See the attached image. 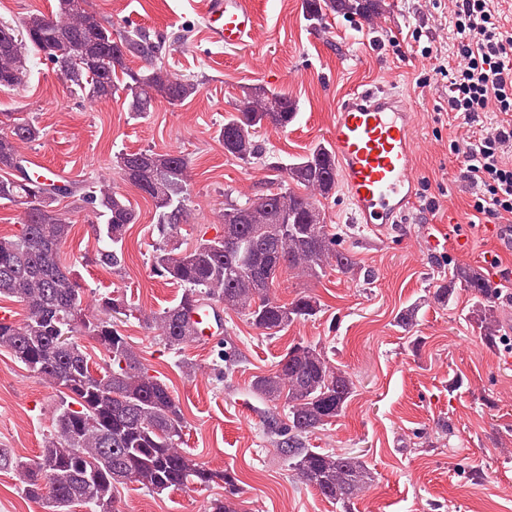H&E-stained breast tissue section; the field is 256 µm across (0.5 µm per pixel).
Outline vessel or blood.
Segmentation results:
<instances>
[{
	"label": "vessel or blood",
	"mask_w": 512,
	"mask_h": 512,
	"mask_svg": "<svg viewBox=\"0 0 512 512\" xmlns=\"http://www.w3.org/2000/svg\"><path fill=\"white\" fill-rule=\"evenodd\" d=\"M254 28L255 15L245 0H208L211 41L239 45ZM329 142L355 223L369 231L400 223L415 205L418 187L413 118L400 94L373 87L345 94Z\"/></svg>",
	"instance_id": "obj_1"
}]
</instances>
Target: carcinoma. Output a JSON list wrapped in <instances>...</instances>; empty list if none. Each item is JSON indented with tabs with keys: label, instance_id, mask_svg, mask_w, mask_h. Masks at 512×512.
Wrapping results in <instances>:
<instances>
[{
	"label": "carcinoma",
	"instance_id": "cac0c4a2",
	"mask_svg": "<svg viewBox=\"0 0 512 512\" xmlns=\"http://www.w3.org/2000/svg\"><path fill=\"white\" fill-rule=\"evenodd\" d=\"M304 9L307 21L321 27L331 15L369 20L384 12V2L304 0ZM32 49L52 63L62 58L72 65L65 80L91 102L123 94L126 111L136 118L161 100L179 105L199 92L195 80L157 66L171 51L166 42L140 28L114 31L87 0H57L53 14L31 12L15 37H0V87L26 82ZM131 58L142 66L129 67ZM298 112V101L285 93L260 84L243 88L219 129L224 153L246 162L266 159L257 134L268 126L288 127ZM7 121L0 129V172H5L0 175V204L21 209V231L0 236V298L22 303L27 314L20 321H0V348L56 388L61 401L53 430L35 459L25 461L0 448V472L13 473L22 492L46 504L49 512H73L76 506L119 512L116 492L129 482L155 494L189 483L234 486L236 478L229 471L209 469L180 448L186 425L179 403L116 328L117 316L133 315L131 306L105 295L100 315H86L82 325H72L74 312L83 310L84 289L60 259L72 224L56 208L57 201L73 197L100 219L96 261L110 268L121 266L136 211L109 181H34L22 147L39 140L41 130L24 118L9 115ZM116 168L154 206V230L162 245L154 251L153 271L182 288L174 305L141 315L171 350L181 351L194 341L193 315L199 308L235 311L267 335L308 320L321 311L319 299L299 294L281 302L273 294L280 272L293 269L318 279L329 266L344 274L356 266L354 256L339 248L320 209L321 200L336 190V158L329 145L319 143L287 162L269 163L287 187L262 195L265 203L249 213L233 203L224 205L223 234L202 238L188 250L168 247L187 222L188 158L142 149L118 154ZM228 239L241 243L239 254L226 252ZM457 285L475 298L471 323L486 341L495 340L499 320L494 288L481 272L459 265L448 272L435 299L448 304ZM78 336L98 345L102 363L96 368ZM250 391L267 405L287 409V423L269 429L296 478L341 512H352L353 500L374 481L366 461L305 444L309 434L342 414L354 393L351 379L332 369L321 349L297 342L286 349L275 372L253 378Z\"/></svg>",
	"mask_w": 512,
	"mask_h": 512
}]
</instances>
